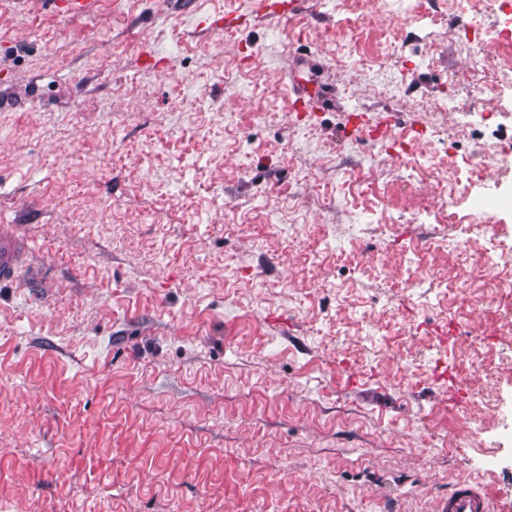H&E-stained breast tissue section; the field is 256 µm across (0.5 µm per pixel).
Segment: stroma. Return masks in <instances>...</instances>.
Instances as JSON below:
<instances>
[{
	"mask_svg": "<svg viewBox=\"0 0 512 512\" xmlns=\"http://www.w3.org/2000/svg\"><path fill=\"white\" fill-rule=\"evenodd\" d=\"M260 2L0 0V512H512V6ZM29 240L0 228V284L16 288H41L43 269L29 259ZM493 500L480 486L462 482L456 484L448 497L440 501L437 512H494Z\"/></svg>",
	"mask_w": 512,
	"mask_h": 512,
	"instance_id": "obj_1",
	"label": "stroma"
}]
</instances>
